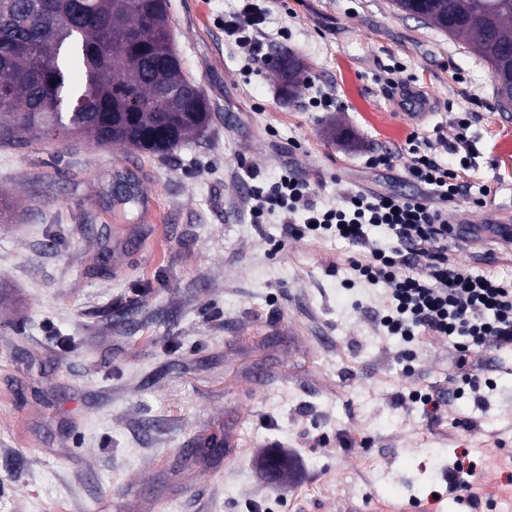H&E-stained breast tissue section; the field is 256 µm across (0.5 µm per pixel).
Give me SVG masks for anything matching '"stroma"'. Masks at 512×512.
<instances>
[{
  "label": "stroma",
  "mask_w": 512,
  "mask_h": 512,
  "mask_svg": "<svg viewBox=\"0 0 512 512\" xmlns=\"http://www.w3.org/2000/svg\"><path fill=\"white\" fill-rule=\"evenodd\" d=\"M169 3L183 71L210 108L199 136L164 157L0 148L13 205L0 221V512H366L412 498L459 512L435 468L483 467L498 432L512 455V373L471 430L399 407L409 390L447 387L449 369L418 376L392 359L371 327L382 290L344 285L357 248L289 233L280 213L254 223L247 195L290 167L321 207L351 190L417 194L404 165L375 172L366 151L415 128L453 138L449 111L469 110L470 195L498 189L472 217L512 225V112L489 69L390 0H262L270 60L256 73L224 34L237 0ZM285 52L308 74L291 94L276 71ZM397 61L425 115L408 116L381 83ZM320 95L332 106L309 111ZM340 125L360 148L337 139ZM127 176L151 208L113 200ZM103 246L118 251L109 276L88 270ZM449 253L512 281L507 250ZM226 435L233 452L211 449ZM265 448L291 461L287 489L257 473Z\"/></svg>",
  "instance_id": "35a3bbf8"
}]
</instances>
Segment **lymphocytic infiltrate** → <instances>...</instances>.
<instances>
[{
  "label": "lymphocytic infiltrate",
  "instance_id": "obj_1",
  "mask_svg": "<svg viewBox=\"0 0 512 512\" xmlns=\"http://www.w3.org/2000/svg\"><path fill=\"white\" fill-rule=\"evenodd\" d=\"M265 22V13L254 0H241L240 8L224 20L225 34L234 38L249 63L256 66L268 60L262 37ZM449 119L456 130L454 141L431 140L415 130L399 149L374 150L367 158L373 170L390 169L400 158H407L408 179L425 187L428 197L350 191L336 207L321 208L312 200L304 177L291 168L272 188H254L249 201L256 223L275 212L291 217L300 214L306 235L333 237L359 249V257L350 262L353 276L346 285L383 288L385 309L373 324L379 335L396 340L395 360L414 363L419 352L433 347L436 364L453 366L460 377L445 392L431 387L400 395L399 405L421 404L429 419L447 418L453 428L464 430L472 420L461 413V402L469 400L476 407L489 408L497 390V367L490 354L512 349V283L476 272L474 266L448 254L449 240L460 237L461 231L449 224L443 206L467 200L461 176L479 155L468 134L474 113L453 112ZM443 152L452 155V162L440 160ZM375 228L386 230L393 241L390 248L379 247L371 239ZM502 447V440H486L482 450L485 468L455 462L442 469L443 482L460 502L477 506L470 482L476 476L494 482L493 461Z\"/></svg>",
  "mask_w": 512,
  "mask_h": 512
}]
</instances>
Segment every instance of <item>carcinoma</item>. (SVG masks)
I'll list each match as a JSON object with an SVG mask.
<instances>
[{
    "label": "carcinoma",
    "mask_w": 512,
    "mask_h": 512,
    "mask_svg": "<svg viewBox=\"0 0 512 512\" xmlns=\"http://www.w3.org/2000/svg\"><path fill=\"white\" fill-rule=\"evenodd\" d=\"M394 9L462 39L512 110V0H391ZM168 0H0V146L87 139L166 155L200 134L207 101L188 90ZM303 66L279 70L288 88Z\"/></svg>",
    "instance_id": "carcinoma-1"
}]
</instances>
